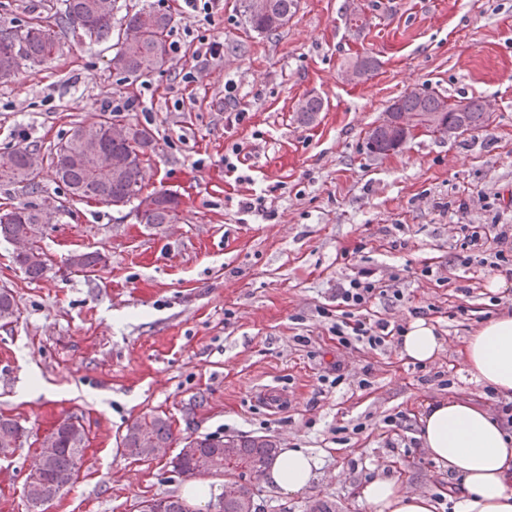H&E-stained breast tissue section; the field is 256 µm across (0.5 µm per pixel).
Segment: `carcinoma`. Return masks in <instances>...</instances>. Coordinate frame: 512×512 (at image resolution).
<instances>
[{
    "mask_svg": "<svg viewBox=\"0 0 512 512\" xmlns=\"http://www.w3.org/2000/svg\"><path fill=\"white\" fill-rule=\"evenodd\" d=\"M298 6L297 0H239V8L250 29L266 36L280 32L289 22ZM57 20V26L70 30L88 43H102L112 39L114 6L108 0H62L60 6L47 4ZM171 16L154 8H142L125 15L117 33L118 49L112 57V68L128 77L160 70L169 55L168 32ZM59 47L57 33L40 22H32L18 33L0 37V71L17 76L21 68L31 64L50 62ZM323 107L317 96L302 99L297 106L298 117L304 123L315 119ZM386 111L395 117L405 114L418 118L417 124L432 132L446 134L448 128L455 135L478 130L489 119L487 101L471 99L465 103L450 104L448 100L429 91L411 90L390 104ZM151 130L105 118L92 125H79L64 141L44 151L38 146L0 154V182L21 183L33 198L9 210L0 212V238L22 245L14 253L16 265L32 281L42 280L51 270L50 259L39 246L47 227L58 222L59 215H50L34 195L39 193V178L46 169L61 183L70 198L93 199L113 206L137 202L140 222L159 229L177 221L179 199L168 192H155L153 199L141 196V169L153 150ZM392 136L385 123L378 124L368 136L369 147L377 151L390 148ZM99 144L111 150L107 166L100 167L91 146ZM104 261L99 251L78 252L66 259V268L83 272ZM21 309L15 297L5 288L0 289V326L16 321ZM23 436L17 421L0 417V448H13ZM173 438L172 425L159 416H145L130 424L122 438L126 455L135 459L150 457L149 443L167 448ZM86 433L83 425L67 417L48 431L40 441V455L46 459V468L39 481L25 478V494L29 505L58 496L77 475ZM196 454H178L172 460L173 470L186 478L205 476L199 470L198 457H210L227 472H238L243 478L249 467L269 463L276 455V444L267 438L235 439L231 455L224 457V438L204 436L189 442ZM219 512H256L254 493L248 484H241L235 498L219 500Z\"/></svg>",
    "mask_w": 512,
    "mask_h": 512,
    "instance_id": "carcinoma-1",
    "label": "carcinoma"
}]
</instances>
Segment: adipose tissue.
Masks as SVG:
<instances>
[{
    "label": "adipose tissue",
    "instance_id": "ef3b65f1",
    "mask_svg": "<svg viewBox=\"0 0 512 512\" xmlns=\"http://www.w3.org/2000/svg\"><path fill=\"white\" fill-rule=\"evenodd\" d=\"M440 340L425 319L410 320L400 340L402 358L432 362ZM461 371L471 381L512 398V313L487 318L459 349ZM417 438L433 462L447 470L450 484L439 496L405 493L396 478L376 475L363 481L357 498L367 512H437L440 498L455 512H512V435L480 404L451 397L425 405ZM321 467L306 448H283L268 479L282 493L305 491Z\"/></svg>",
    "mask_w": 512,
    "mask_h": 512
}]
</instances>
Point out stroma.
<instances>
[{
  "mask_svg": "<svg viewBox=\"0 0 512 512\" xmlns=\"http://www.w3.org/2000/svg\"><path fill=\"white\" fill-rule=\"evenodd\" d=\"M148 1L171 14L169 37L180 44L163 71L125 77L112 68L113 42L87 45L62 30L50 63L0 84V153L52 146L117 104L120 117L154 133L145 192L181 200L178 223L164 231L141 224L130 205L71 203L41 246L58 266L75 251L105 254L88 273L28 280L0 240V288L21 308L0 326V416L27 431L0 455V512H28L38 440L70 415L85 428L84 456L44 512H138L156 495H181L187 480L170 459L198 436H263L320 456L301 493L254 483L258 512H311L319 501L366 512L354 491L385 470L403 474L411 493L447 485L416 438L418 419L425 401L451 396L493 407L497 394L460 374L457 351L496 309L512 311V287L491 303L483 270L466 282L450 263L455 200L469 197L468 224L512 225V0H364L360 33L347 22L350 0H300L273 37L246 26L237 0L191 15L181 0H115L114 15ZM205 41L223 51L204 67L196 50ZM364 56L377 72L345 79ZM414 88L452 103L486 98L495 110L480 130L455 138L418 129L400 149L370 153L383 111ZM309 95L325 108L303 125L296 106ZM236 145L233 174L224 158ZM255 191L274 220L241 210ZM486 195L498 208L484 209ZM391 224L407 225L404 248L383 235ZM357 241L361 265L399 274L406 290L401 304L372 303L370 318L401 324L424 308L443 341L433 362H405L393 339L345 347L331 332L322 312L336 308V284L352 272L344 251ZM267 384L287 396L279 409L254 399ZM146 415L169 419L173 443L166 456L136 460L120 442Z\"/></svg>",
  "mask_w": 512,
  "mask_h": 512,
  "instance_id": "obj_1",
  "label": "stroma"
}]
</instances>
